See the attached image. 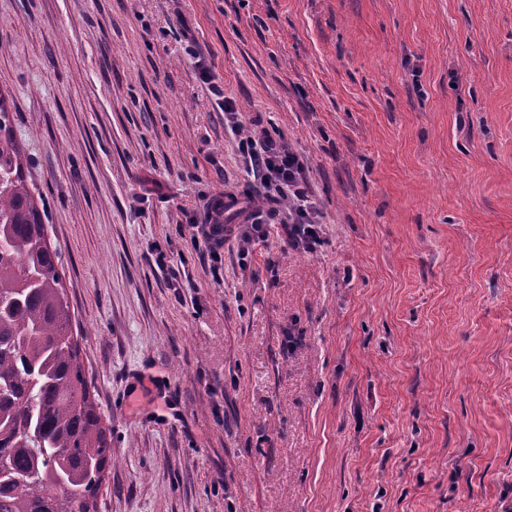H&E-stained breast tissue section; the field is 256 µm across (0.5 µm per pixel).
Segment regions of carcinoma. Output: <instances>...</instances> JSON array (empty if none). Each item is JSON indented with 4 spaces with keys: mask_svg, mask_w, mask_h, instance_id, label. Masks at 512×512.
Wrapping results in <instances>:
<instances>
[{
    "mask_svg": "<svg viewBox=\"0 0 512 512\" xmlns=\"http://www.w3.org/2000/svg\"><path fill=\"white\" fill-rule=\"evenodd\" d=\"M0 98V512H97L112 441Z\"/></svg>",
    "mask_w": 512,
    "mask_h": 512,
    "instance_id": "carcinoma-1",
    "label": "carcinoma"
}]
</instances>
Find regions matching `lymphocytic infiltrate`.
<instances>
[{
	"label": "lymphocytic infiltrate",
	"mask_w": 512,
	"mask_h": 512,
	"mask_svg": "<svg viewBox=\"0 0 512 512\" xmlns=\"http://www.w3.org/2000/svg\"><path fill=\"white\" fill-rule=\"evenodd\" d=\"M194 65L201 79L210 83L217 107L232 116L230 129L239 136L237 151L253 179L250 193L243 196L244 201H251L253 195L258 194L271 205L267 213L251 212L249 220L253 237L265 242L279 230L289 247L315 252L322 238V226L305 160L293 150L283 134L262 127L241 135V124L235 117L237 106L222 89L212 85L206 58L196 57ZM234 234V228L224 222V202L218 198L211 203L204 222L194 225L191 239L204 241L210 253L215 254Z\"/></svg>",
	"instance_id": "lymphocytic-infiltrate-1"
}]
</instances>
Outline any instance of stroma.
<instances>
[{
  "label": "stroma",
  "mask_w": 512,
  "mask_h": 512,
  "mask_svg": "<svg viewBox=\"0 0 512 512\" xmlns=\"http://www.w3.org/2000/svg\"><path fill=\"white\" fill-rule=\"evenodd\" d=\"M197 52L305 158L315 253L193 249L248 182ZM0 94L112 431L97 512H512V0H0ZM193 229L191 234L192 244L199 245V239H203L207 244L212 257L218 255V251L224 247V242L235 235V229L228 224H224V202L216 198L210 204L205 221L202 224H190Z\"/></svg>",
  "instance_id": "1"
}]
</instances>
